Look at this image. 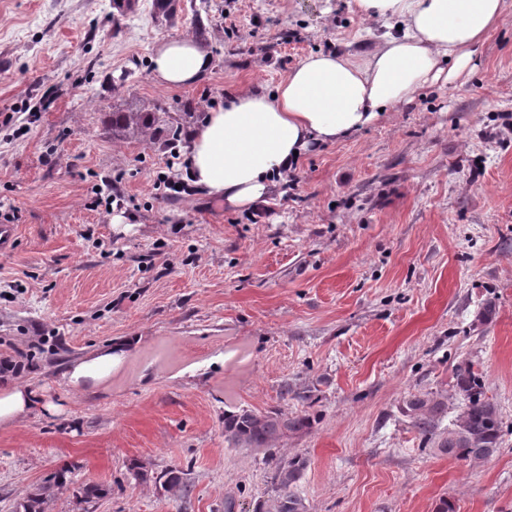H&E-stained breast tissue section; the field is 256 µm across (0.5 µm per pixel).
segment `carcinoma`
<instances>
[{
    "label": "carcinoma",
    "instance_id": "carcinoma-1",
    "mask_svg": "<svg viewBox=\"0 0 512 512\" xmlns=\"http://www.w3.org/2000/svg\"><path fill=\"white\" fill-rule=\"evenodd\" d=\"M453 395L446 392L414 394L403 400V411L421 435L422 446H432L458 460L490 458L502 443L503 422L496 405L486 396L481 373L469 365L455 374ZM458 402V412L448 431L437 432L439 423L448 416V398ZM310 416H287L279 410L255 411L241 408L224 413V441L233 448L271 451L274 443L309 428ZM308 467L305 458H291L278 464L273 475L276 512H307V506L294 488ZM155 480L170 491L188 487V471L172 466ZM53 495V487L42 485L29 494L17 512H44V504Z\"/></svg>",
    "mask_w": 512,
    "mask_h": 512
}]
</instances>
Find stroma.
Returning a JSON list of instances; mask_svg holds the SVG:
<instances>
[{
	"mask_svg": "<svg viewBox=\"0 0 512 512\" xmlns=\"http://www.w3.org/2000/svg\"><path fill=\"white\" fill-rule=\"evenodd\" d=\"M383 33L353 0H0V224L17 227L0 358L24 353L38 396L0 426V512L50 482L46 512H252L294 456L308 512H512V10L472 73L311 149L250 206L158 180L169 143L186 153L230 95L274 93L307 55ZM183 36L212 71L156 86L157 42ZM116 112L155 119L121 130ZM110 344L126 347L110 377L67 386L72 361ZM464 363L503 422L485 460L423 447L401 411ZM234 408L317 421L270 460L225 442ZM133 458L190 467L188 490L132 480ZM86 484L107 496L81 506Z\"/></svg>",
	"mask_w": 512,
	"mask_h": 512,
	"instance_id": "1",
	"label": "stroma"
}]
</instances>
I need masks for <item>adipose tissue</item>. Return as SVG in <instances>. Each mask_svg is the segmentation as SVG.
<instances>
[{
  "label": "adipose tissue",
  "mask_w": 512,
  "mask_h": 512,
  "mask_svg": "<svg viewBox=\"0 0 512 512\" xmlns=\"http://www.w3.org/2000/svg\"><path fill=\"white\" fill-rule=\"evenodd\" d=\"M357 12L385 23L370 52H317L292 68L274 95L239 93L208 112L190 134L187 164L193 185L242 208L285 183L300 154L345 140L409 101L421 88L472 70L475 50L512 0H354ZM152 78L165 88L197 84L213 67L211 53L190 37L159 41ZM117 355L103 347L72 362L64 377L75 390L112 372ZM28 385L0 383V425L30 413Z\"/></svg>",
  "instance_id": "1"
}]
</instances>
